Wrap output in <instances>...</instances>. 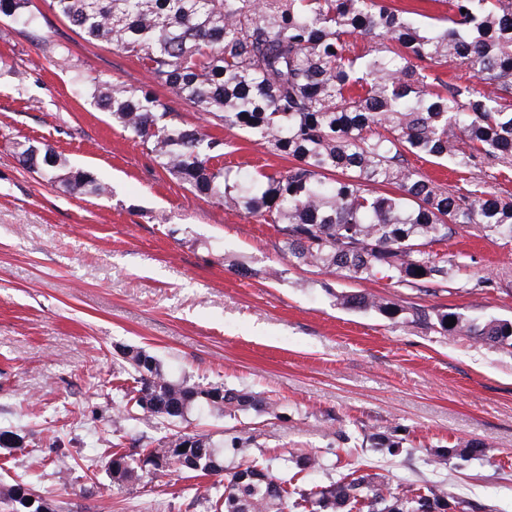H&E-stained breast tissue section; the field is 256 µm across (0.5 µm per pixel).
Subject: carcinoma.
Instances as JSON below:
<instances>
[{"label":"carcinoma","mask_w":512,"mask_h":512,"mask_svg":"<svg viewBox=\"0 0 512 512\" xmlns=\"http://www.w3.org/2000/svg\"><path fill=\"white\" fill-rule=\"evenodd\" d=\"M29 0H0V14L32 18ZM55 12L86 40L142 62L156 84L209 117L237 128L296 161L285 172L257 177L215 164L224 142L196 127L166 120L168 105L119 81L94 82L98 105L146 144L161 168L196 197L274 224L281 250L299 265L336 270L348 278L387 279L419 289L448 283V256L433 246L454 227L476 224L486 238L512 239V199L492 194L487 181L450 189L408 164L413 155L488 178L512 171V0H448V13L412 22L388 0H50ZM375 40L374 54L356 51ZM453 62L472 76L446 83L432 67ZM30 170L49 176L65 160L46 145L17 152ZM71 191L107 188L89 174L68 171ZM391 185L392 194L377 187ZM423 270L419 275L416 270ZM352 308L376 309L395 324L417 307L350 295ZM456 324L448 326V318ZM450 336L512 342V321L476 323L438 311ZM121 368L134 383L113 409L112 424L139 421L159 429L194 409L235 417L271 405L220 382L173 381L160 360L123 349ZM116 442L106 471L116 486L150 466L177 467L189 478L224 475L207 487L212 512H459L448 479L394 491L382 474L360 469L324 486L306 488L297 475L322 469L306 455L299 470L256 460L224 467V453L246 456L253 435L228 442L209 434L167 433L134 458ZM372 448L394 455L400 442L370 435ZM185 447L190 464L170 455Z\"/></svg>","instance_id":"1"}]
</instances>
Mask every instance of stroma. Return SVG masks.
Wrapping results in <instances>:
<instances>
[{
	"label": "stroma",
	"instance_id": "stroma-1",
	"mask_svg": "<svg viewBox=\"0 0 512 512\" xmlns=\"http://www.w3.org/2000/svg\"><path fill=\"white\" fill-rule=\"evenodd\" d=\"M29 9V25L0 17V430L21 438L0 449V487L25 483L59 512H210L198 479L143 470L118 488L106 474L112 409L129 385L120 351L132 346L171 379L221 381L276 404L235 420L195 411L172 430L254 432L260 461L333 457L303 471L308 485L350 466L396 486L444 478L463 512H512V346L410 319L394 325L343 303L368 293L512 320V241L459 231L438 247L454 262L450 281L429 292L294 264L273 225L197 199L165 173L98 106L90 80L157 96L174 122L223 139L222 165L272 173L292 159L207 123L136 58L88 44L50 0ZM20 142L53 147L108 194L73 193L24 168ZM392 432L405 439L402 453L371 451L366 435ZM475 440L483 457H459ZM438 448L453 449L447 466L434 463ZM59 453L75 461L63 478Z\"/></svg>",
	"mask_w": 512,
	"mask_h": 512
}]
</instances>
